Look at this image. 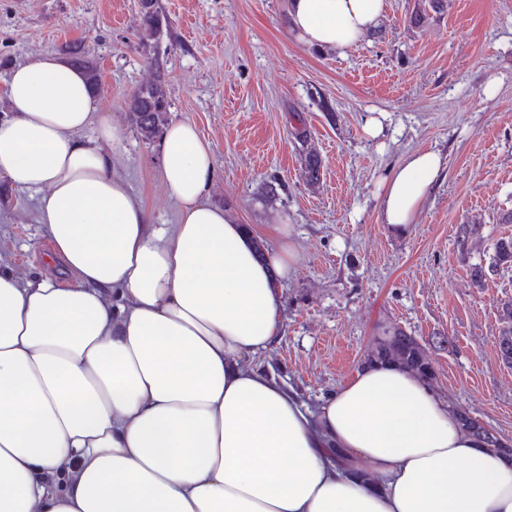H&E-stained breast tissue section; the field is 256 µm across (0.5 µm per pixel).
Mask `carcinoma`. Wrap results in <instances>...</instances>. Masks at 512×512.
I'll return each instance as SVG.
<instances>
[{
  "label": "carcinoma",
  "instance_id": "obj_1",
  "mask_svg": "<svg viewBox=\"0 0 512 512\" xmlns=\"http://www.w3.org/2000/svg\"><path fill=\"white\" fill-rule=\"evenodd\" d=\"M142 23L145 28V38L160 35L159 16L155 0H140ZM68 53L74 65L85 72L90 88L98 85V72L96 66L85 55L84 48L80 45L68 47ZM129 121L140 139L144 142H152L162 133L168 121L169 101L166 84L163 76L158 74L153 81L140 86L130 97L128 103ZM321 160L315 150L308 149L304 153V176L309 183L318 180ZM482 225L462 224L459 226L456 238L458 250L466 254L474 239L481 234ZM512 267V236L499 238L493 249V255L488 265L474 264L470 268V276L473 285L482 287L487 273L495 272L499 268ZM367 362L392 363L408 373L428 382L433 377V367L429 361L426 348L418 339L405 330L391 326L381 333V339L367 354ZM459 419L463 426L484 436L487 446L498 451L512 454V449L501 441L488 426L476 417L466 412L459 413Z\"/></svg>",
  "mask_w": 512,
  "mask_h": 512
}]
</instances>
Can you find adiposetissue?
<instances>
[{
	"label": "adipose tissue",
	"mask_w": 512,
	"mask_h": 512,
	"mask_svg": "<svg viewBox=\"0 0 512 512\" xmlns=\"http://www.w3.org/2000/svg\"><path fill=\"white\" fill-rule=\"evenodd\" d=\"M384 7L287 0V24L343 50ZM8 97L0 174L40 194L72 279L0 269V512H512V459L419 378L368 363L312 409L253 366L281 334L292 228L256 259V232L209 201L215 158L194 125L162 136L178 220L157 224L113 172L115 131L80 69L45 55ZM443 169L438 151L407 154L383 222L412 224Z\"/></svg>",
	"instance_id": "adipose-tissue-1"
}]
</instances>
